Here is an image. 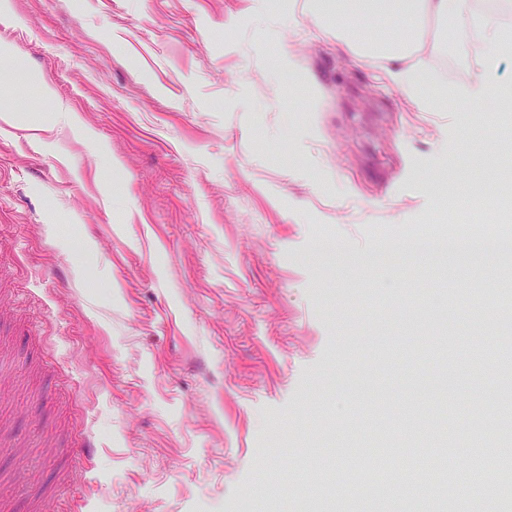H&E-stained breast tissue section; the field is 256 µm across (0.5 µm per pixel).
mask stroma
<instances>
[{
  "label": "stroma",
  "mask_w": 512,
  "mask_h": 512,
  "mask_svg": "<svg viewBox=\"0 0 512 512\" xmlns=\"http://www.w3.org/2000/svg\"><path fill=\"white\" fill-rule=\"evenodd\" d=\"M312 0H9L0 41V474L27 457L12 512H317L356 462L399 471L432 450L435 404L404 340L496 262L405 249L462 209L498 106L432 107L340 48ZM436 84L473 77L477 31L411 22ZM295 56V69L281 60ZM75 113L59 121L57 108ZM391 414L409 445L364 449ZM89 437L75 470L66 436ZM392 480L333 501L414 512Z\"/></svg>",
  "instance_id": "stroma-1"
}]
</instances>
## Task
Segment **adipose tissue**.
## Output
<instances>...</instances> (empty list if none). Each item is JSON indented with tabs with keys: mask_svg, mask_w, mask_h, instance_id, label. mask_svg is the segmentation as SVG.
I'll return each instance as SVG.
<instances>
[{
	"mask_svg": "<svg viewBox=\"0 0 512 512\" xmlns=\"http://www.w3.org/2000/svg\"><path fill=\"white\" fill-rule=\"evenodd\" d=\"M313 11L320 19L335 22L339 45L351 56L367 54L394 62V69L387 72L388 79L412 93L420 92L427 85L428 72L425 63L415 58L411 32L401 29L363 39L357 32L360 19L415 15L451 19L464 35L472 27H479L485 45L481 66L471 82L457 90L456 96L479 100L492 90L497 97L512 98V82L500 81L497 76L499 60L512 55V28L488 18L476 20L470 0H314Z\"/></svg>",
	"mask_w": 512,
	"mask_h": 512,
	"instance_id": "ef3b65f1",
	"label": "adipose tissue"
}]
</instances>
